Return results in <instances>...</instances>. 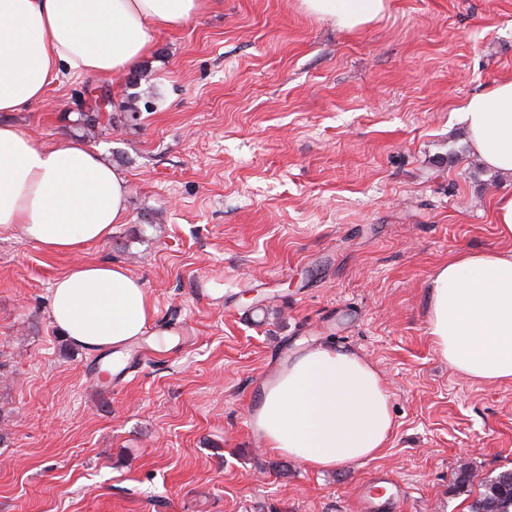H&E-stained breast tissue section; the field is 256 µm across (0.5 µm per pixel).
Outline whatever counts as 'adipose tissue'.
<instances>
[{
	"instance_id": "1",
	"label": "adipose tissue",
	"mask_w": 512,
	"mask_h": 512,
	"mask_svg": "<svg viewBox=\"0 0 512 512\" xmlns=\"http://www.w3.org/2000/svg\"><path fill=\"white\" fill-rule=\"evenodd\" d=\"M204 0H0V112H21L62 78L115 77L152 50ZM308 14L353 31L380 18L386 0H301ZM471 150L512 173V79L462 109ZM129 184L94 148L36 142L0 123V231L65 252L106 241L125 223ZM52 321L88 351L141 336L153 315L142 282L118 263L80 264L51 289ZM428 329L436 352L467 378L512 380V249L462 251L435 272ZM252 426L266 449L315 471L376 458L392 428L378 370L351 350L322 346L294 358L265 385Z\"/></svg>"
}]
</instances>
